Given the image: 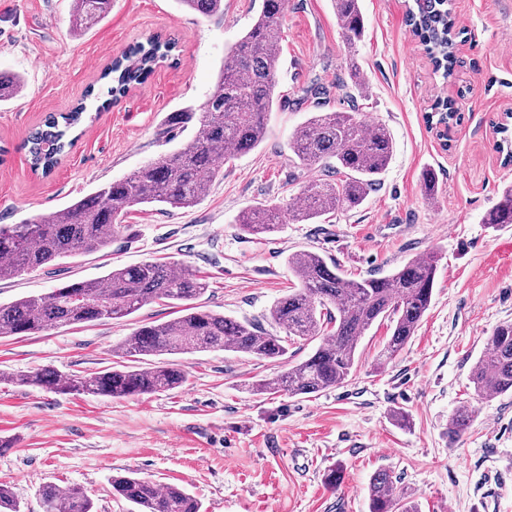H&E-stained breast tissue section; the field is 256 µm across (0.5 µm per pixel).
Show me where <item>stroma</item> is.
<instances>
[{
	"mask_svg": "<svg viewBox=\"0 0 512 512\" xmlns=\"http://www.w3.org/2000/svg\"><path fill=\"white\" fill-rule=\"evenodd\" d=\"M71 2L0 0V71L25 83L21 97L0 105V225L49 215L174 151L185 136L167 128L166 115L203 107L226 53L262 7L224 0L223 16L207 18L175 0H113L110 14L76 37ZM408 3L360 0L365 33L351 45L331 0H286L280 105L263 144L226 161L223 180L196 207H134L128 231L109 247L0 281V303H8L116 265L166 261L208 282L203 308L260 323L295 284L285 263L294 251L327 254L350 278L433 252L432 304L407 347L380 363L389 332L374 325L346 383L299 396L258 395L250 385L307 357L309 344H293L275 362L232 351L176 355L188 373L183 387L112 400L48 393L16 378L44 366L67 376L121 368L113 346L136 320L174 318L176 305H146L133 321L0 338V439L12 443L0 451V484L22 512H42L40 492L50 484L82 488L97 512H131L111 487L112 476L128 472L184 487L202 512H369L367 488L380 470L421 512H512V393L479 398L469 378L493 329L512 321V226L482 221L512 184L497 131L512 108V0H452L457 37L446 76L411 33ZM152 34L174 39V63L91 112L49 174L33 171L23 147L31 132L69 112L88 88L105 94L101 75L112 59ZM353 64L365 81L361 97L347 86ZM315 83L328 87L327 97L307 95ZM447 99L458 118L443 143L431 116ZM352 108L393 138L392 159L366 201L312 224L283 223L261 240L241 232L243 211L276 204L289 212L312 178L290 160L297 126L312 112ZM428 170L439 185L434 201L422 190ZM464 406L477 417L451 438L448 420ZM399 408L410 427L393 422ZM337 463L344 479L332 490L323 475Z\"/></svg>",
	"mask_w": 512,
	"mask_h": 512,
	"instance_id": "stroma-1",
	"label": "stroma"
}]
</instances>
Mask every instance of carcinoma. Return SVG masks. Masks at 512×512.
<instances>
[{
    "mask_svg": "<svg viewBox=\"0 0 512 512\" xmlns=\"http://www.w3.org/2000/svg\"><path fill=\"white\" fill-rule=\"evenodd\" d=\"M204 16L224 15V0H177ZM336 17L349 41L365 31L359 0H332ZM284 0H263L250 28L232 47L221 67L214 91L202 111L183 108L168 114L173 130L194 123L197 132L174 151L151 160L127 177L55 211L19 224L0 225V281L37 270L80 253L100 251L128 229L122 219L136 205L189 208L201 201L212 184L224 179L222 160L246 154L267 138L268 116L276 104V75L282 51L280 16ZM112 0H73L71 32L81 36L105 19ZM411 21L418 36L450 72L454 59V19L451 0H416ZM174 44L158 35L130 46L113 60L103 77L110 79L106 110L132 87L145 84L157 64L167 59ZM23 79L0 73V102L23 92ZM85 102L59 116L50 115L28 137L26 148L35 170L50 171L66 147L69 130L85 122ZM292 161L321 174L301 189L292 220L306 224L325 215L361 206L379 183L392 153V138L383 124L367 125L356 110L313 112L291 136ZM484 223L512 224V186L502 189ZM282 213L256 206L239 219L241 230L260 235L276 231ZM288 268L297 284L269 310L268 318L284 335L253 323L240 322L203 310L194 301L208 284L169 263L144 262L114 266L99 279L69 280L46 295L30 294L0 303V337L31 334L130 318L144 306L164 301L181 307V314L164 322H146L113 352L120 357L187 354L233 350L260 360L276 361L298 340L316 343L303 360L275 378L252 384L257 394L271 391L307 395L345 383L355 364L359 342L376 323L389 322L390 337L380 355L384 363L398 355L414 336L429 310L436 285V258L432 254L408 260L381 276L353 279L335 261L312 250L288 255ZM18 381L52 393L82 392L123 399L169 391L186 384V372L169 363L150 367L125 366L89 376H64L45 367L19 376ZM470 381L478 395L512 392V322L498 325L488 350L474 364ZM475 413L465 407L448 423V436L459 437ZM113 495L135 506L137 512H201V505L178 485L159 487L133 474L111 480ZM43 512H95L84 491L75 486L47 485L41 492ZM369 512H418L399 492L392 475L380 470L368 485ZM0 512H21L11 488L0 484Z\"/></svg>",
    "mask_w": 512,
    "mask_h": 512,
    "instance_id": "1",
    "label": "carcinoma"
}]
</instances>
